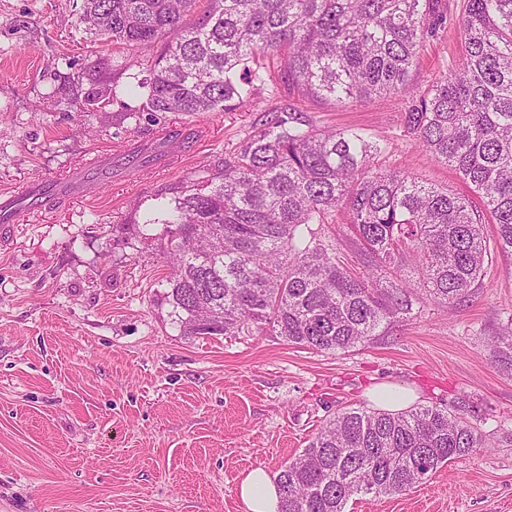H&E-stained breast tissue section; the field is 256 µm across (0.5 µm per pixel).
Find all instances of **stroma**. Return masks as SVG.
<instances>
[{"label": "stroma", "instance_id": "stroma-1", "mask_svg": "<svg viewBox=\"0 0 512 512\" xmlns=\"http://www.w3.org/2000/svg\"><path fill=\"white\" fill-rule=\"evenodd\" d=\"M447 3L405 91L334 104L282 89L230 112L171 114L161 125L197 140L182 164L143 166L134 181L115 167L95 198L19 217L0 242V512H246L237 487L248 471H276L339 408H374L369 391L381 386L421 405L469 397L485 446L411 492L353 497L348 512H512V376L490 349L512 319V254L492 247L482 288L456 308L421 299L409 321L332 354L269 332L176 335L158 304L170 266L133 230L284 104L388 141L373 169L470 197L453 168L403 135L407 100L461 51L466 0ZM80 4L0 0V191L153 141L157 127L110 103L97 119L78 99L81 68L112 53L78 33Z\"/></svg>", "mask_w": 512, "mask_h": 512}]
</instances>
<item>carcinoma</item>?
I'll return each mask as SVG.
<instances>
[{
    "label": "carcinoma",
    "mask_w": 512,
    "mask_h": 512,
    "mask_svg": "<svg viewBox=\"0 0 512 512\" xmlns=\"http://www.w3.org/2000/svg\"><path fill=\"white\" fill-rule=\"evenodd\" d=\"M445 0H83L78 29L126 47L117 68L83 72L93 106L117 78L141 90L139 120L227 112L272 84L299 97L362 102L407 87ZM462 53L404 113L414 146L453 168L482 206L409 171L373 172L388 143L314 126L274 106L233 160L156 207L171 263L160 305L177 335L268 327L287 343L344 354L411 318L425 295L452 309L483 284L490 249L512 252V0H467ZM150 63L141 75L142 61ZM342 209L363 271L321 227ZM512 367V325L492 348ZM462 399L455 412L348 407L276 471L279 512H347L356 495L405 494L485 447Z\"/></svg>",
    "instance_id": "1"
}]
</instances>
